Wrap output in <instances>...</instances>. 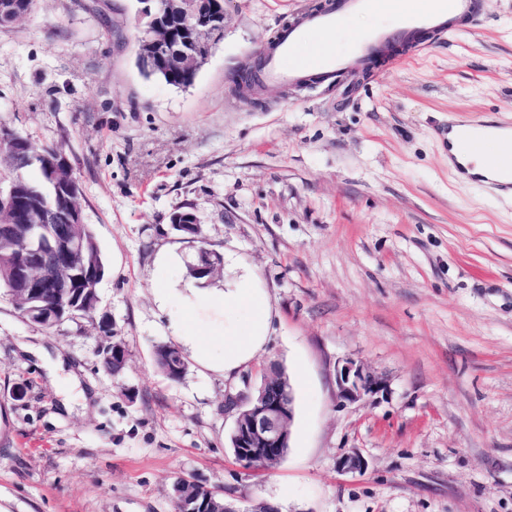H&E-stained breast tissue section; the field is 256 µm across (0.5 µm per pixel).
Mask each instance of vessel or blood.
I'll return each mask as SVG.
<instances>
[{"label":"vessel or blood","instance_id":"obj_1","mask_svg":"<svg viewBox=\"0 0 512 512\" xmlns=\"http://www.w3.org/2000/svg\"><path fill=\"white\" fill-rule=\"evenodd\" d=\"M480 5L481 0H411L393 11L388 0H329L323 7L297 13L295 23L282 28L274 41L262 49V75L266 82L278 85L313 78L336 80L354 74L364 61L377 56L384 68H392L400 61L393 51L395 45L447 35L453 22L476 18ZM384 10L391 13L389 23L353 36L345 52L326 50L327 40L345 27L348 17ZM303 31L314 37L311 51L305 57L297 52V38ZM442 134L449 160L466 181L472 178L467 162L480 155L487 139L498 140L505 152L512 153V126L507 124L485 120L452 122ZM486 165L490 188L512 198V166L499 165L491 158Z\"/></svg>","mask_w":512,"mask_h":512}]
</instances>
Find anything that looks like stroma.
I'll return each mask as SVG.
<instances>
[{
  "label": "stroma",
  "instance_id": "stroma-1",
  "mask_svg": "<svg viewBox=\"0 0 512 512\" xmlns=\"http://www.w3.org/2000/svg\"><path fill=\"white\" fill-rule=\"evenodd\" d=\"M310 2L224 0V37L183 89L142 74L136 0H36L0 27V129L66 156L104 258L92 316L48 328L0 293V512H171L180 478L280 512H512V202L461 181L439 136L512 123V0L353 89L241 99L234 72ZM182 211L199 241L173 230ZM202 244L222 264L198 283ZM245 272L271 307L264 349L229 376L190 356L169 380L153 350L179 308L156 289ZM103 317L119 378L99 363ZM348 358L386 390L341 403ZM274 364L295 416L259 471L232 454L224 396ZM352 449L365 474L337 469Z\"/></svg>",
  "mask_w": 512,
  "mask_h": 512
}]
</instances>
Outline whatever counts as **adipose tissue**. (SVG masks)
<instances>
[{
  "label": "adipose tissue",
  "mask_w": 512,
  "mask_h": 512,
  "mask_svg": "<svg viewBox=\"0 0 512 512\" xmlns=\"http://www.w3.org/2000/svg\"><path fill=\"white\" fill-rule=\"evenodd\" d=\"M160 304L177 299L185 305H219L224 309L225 319L245 314L247 326L235 335L204 337L199 335L182 315L174 316L170 325L173 336L193 357L206 368L229 374L242 364L252 361L266 342L270 306L266 294L251 287L248 280H241L238 287L201 295L196 291L183 292L177 288H160L155 293Z\"/></svg>",
  "instance_id": "1"
}]
</instances>
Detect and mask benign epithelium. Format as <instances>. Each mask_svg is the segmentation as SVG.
I'll list each match as a JSON object with an SVG mask.
<instances>
[{
    "mask_svg": "<svg viewBox=\"0 0 512 512\" xmlns=\"http://www.w3.org/2000/svg\"><path fill=\"white\" fill-rule=\"evenodd\" d=\"M138 14L145 21V55L154 65L185 71L206 60L216 36L224 30L225 13H217L207 0H137ZM194 18L188 27L190 37L175 42L167 32L180 22ZM82 223L78 204L63 213L46 208L30 209L20 224H0V241L19 245L8 291L14 298L36 302L44 298L58 301L54 311L42 316L43 325L61 323L59 315L78 293V284L94 279L85 262L77 234ZM336 383L343 403H356L386 389L382 379L370 373L362 363L348 358L337 368ZM224 410L235 411L233 448L235 459L248 468L262 461L272 469L286 455L290 427L294 418V396L281 387L277 374H269L257 393L242 400L225 395ZM336 468L344 473H364L366 458L357 450L340 455Z\"/></svg>",
    "mask_w": 512,
    "mask_h": 512,
    "instance_id": "obj_1",
    "label": "benign epithelium"
}]
</instances>
